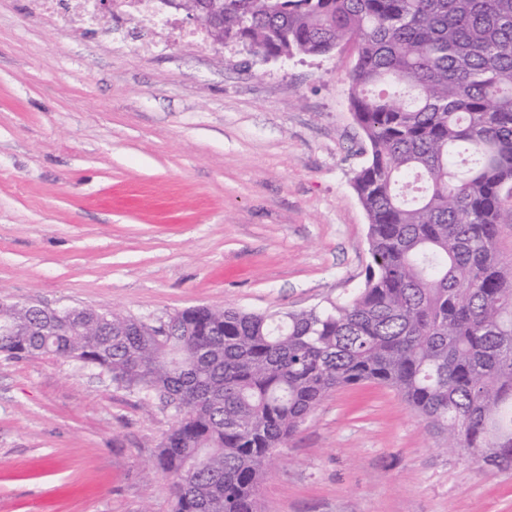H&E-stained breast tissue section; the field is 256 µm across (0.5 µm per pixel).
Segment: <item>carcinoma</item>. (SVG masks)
Wrapping results in <instances>:
<instances>
[{
	"label": "carcinoma",
	"mask_w": 512,
	"mask_h": 512,
	"mask_svg": "<svg viewBox=\"0 0 512 512\" xmlns=\"http://www.w3.org/2000/svg\"><path fill=\"white\" fill-rule=\"evenodd\" d=\"M224 43L282 58L349 43L371 264L350 298L155 321L0 306V353L52 354L176 413L172 512H258L275 452L332 392L396 391L453 451L512 469V0H223Z\"/></svg>",
	"instance_id": "cac0c4a2"
}]
</instances>
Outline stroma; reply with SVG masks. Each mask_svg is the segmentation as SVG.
I'll use <instances>...</instances> for the list:
<instances>
[{"mask_svg":"<svg viewBox=\"0 0 512 512\" xmlns=\"http://www.w3.org/2000/svg\"><path fill=\"white\" fill-rule=\"evenodd\" d=\"M353 65L343 48L266 63L148 23L78 31L0 0V295L146 321L350 297L371 262ZM173 415L77 361L0 355V512H171L146 469ZM258 500L512 512V470L448 452L397 392L363 384L278 448Z\"/></svg>","mask_w":512,"mask_h":512,"instance_id":"stroma-1","label":"stroma"}]
</instances>
